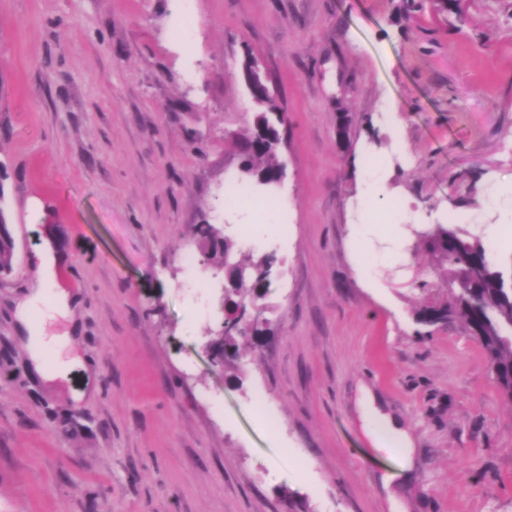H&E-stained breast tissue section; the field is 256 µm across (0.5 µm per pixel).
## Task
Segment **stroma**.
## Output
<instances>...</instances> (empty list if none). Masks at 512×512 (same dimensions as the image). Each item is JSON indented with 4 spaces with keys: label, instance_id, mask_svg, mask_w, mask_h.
<instances>
[{
    "label": "stroma",
    "instance_id": "35a3bbf8",
    "mask_svg": "<svg viewBox=\"0 0 512 512\" xmlns=\"http://www.w3.org/2000/svg\"><path fill=\"white\" fill-rule=\"evenodd\" d=\"M248 55L284 118L285 239L253 247L235 227L260 215L224 205ZM373 159L411 205L359 242ZM490 183L512 195V0H0V512H512V400L462 323L419 320L453 298L421 232L500 222ZM45 224L77 296L53 386L14 317ZM201 224L273 259L264 334L221 373L223 273L181 259ZM393 235L407 262L359 272ZM379 426L385 433L389 448H391L396 454L407 458L411 454L412 449L410 446L411 442L406 432L400 428L394 420L386 417L382 419Z\"/></svg>",
    "mask_w": 512,
    "mask_h": 512
}]
</instances>
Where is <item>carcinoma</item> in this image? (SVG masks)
Returning a JSON list of instances; mask_svg holds the SVG:
<instances>
[{"instance_id":"carcinoma-1","label":"carcinoma","mask_w":512,"mask_h":512,"mask_svg":"<svg viewBox=\"0 0 512 512\" xmlns=\"http://www.w3.org/2000/svg\"><path fill=\"white\" fill-rule=\"evenodd\" d=\"M279 132L267 145L250 152L246 164L255 175L263 176L279 166L277 147ZM429 248L441 261L453 267L456 284L451 303L426 306L420 311L424 323H463L483 348L493 371L494 380L504 395L512 399V284L488 258L480 238L466 240L445 224L435 225L425 236ZM14 241L7 223H0V272L13 269ZM470 262L485 263L484 275L471 279L466 272Z\"/></svg>"}]
</instances>
